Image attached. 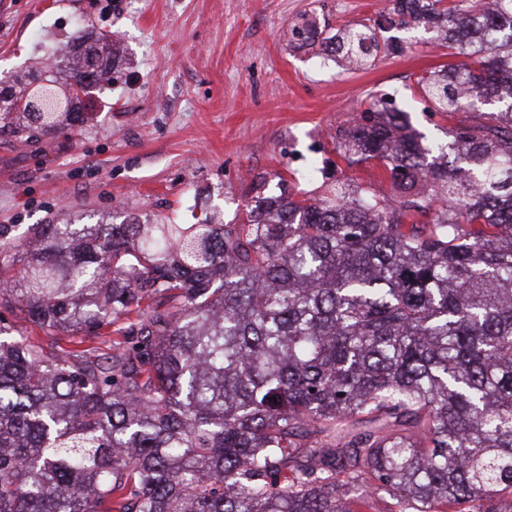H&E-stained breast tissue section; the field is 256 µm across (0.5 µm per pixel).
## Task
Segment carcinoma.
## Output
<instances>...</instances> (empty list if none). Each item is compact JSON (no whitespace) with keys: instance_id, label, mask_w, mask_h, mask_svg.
<instances>
[{"instance_id":"cac0c4a2","label":"carcinoma","mask_w":512,"mask_h":512,"mask_svg":"<svg viewBox=\"0 0 512 512\" xmlns=\"http://www.w3.org/2000/svg\"><path fill=\"white\" fill-rule=\"evenodd\" d=\"M413 25L469 58L415 82L457 119L452 161L376 93L341 156L378 161L388 194L282 188L242 224H35L0 242V512H360L381 495L512 512V0H391L338 29L337 52L363 65ZM72 40L88 43L75 82L24 70L0 89L1 134L78 120L76 88L118 51Z\"/></svg>"}]
</instances>
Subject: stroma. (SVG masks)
<instances>
[{"instance_id": "35a3bbf8", "label": "stroma", "mask_w": 512, "mask_h": 512, "mask_svg": "<svg viewBox=\"0 0 512 512\" xmlns=\"http://www.w3.org/2000/svg\"><path fill=\"white\" fill-rule=\"evenodd\" d=\"M381 2L0 0V79L51 56L73 18L122 57L109 89L80 100L71 134L0 135V241L35 224H186L195 208L238 224L261 182L299 199L326 182L378 187V162L348 164L336 139L373 93L410 103L412 126L448 145L453 119L412 97L418 74L449 61L435 29H392L402 52L358 68L322 42L288 41L301 18L335 30Z\"/></svg>"}]
</instances>
